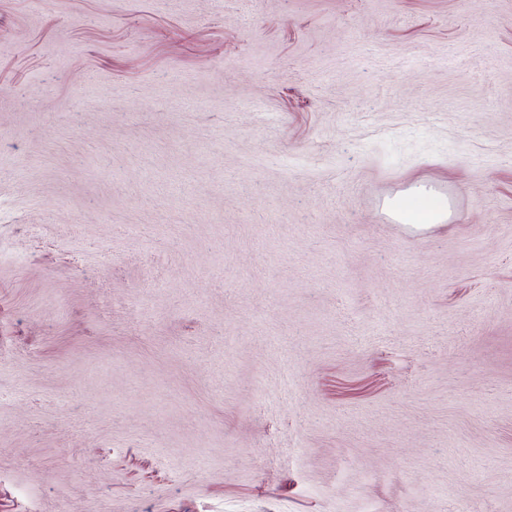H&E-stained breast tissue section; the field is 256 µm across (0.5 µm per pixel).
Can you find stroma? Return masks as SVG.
Wrapping results in <instances>:
<instances>
[{
	"mask_svg": "<svg viewBox=\"0 0 512 512\" xmlns=\"http://www.w3.org/2000/svg\"><path fill=\"white\" fill-rule=\"evenodd\" d=\"M461 504L512 512V0H0V512ZM389 210L401 224L418 228L443 224L449 216L448 201L424 190L413 191L392 201Z\"/></svg>",
	"mask_w": 512,
	"mask_h": 512,
	"instance_id": "obj_1",
	"label": "stroma"
}]
</instances>
